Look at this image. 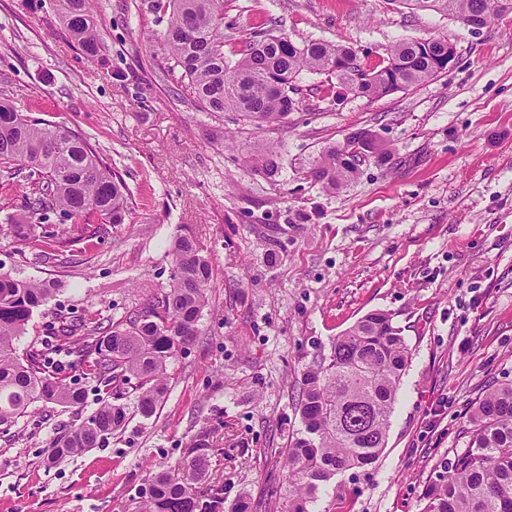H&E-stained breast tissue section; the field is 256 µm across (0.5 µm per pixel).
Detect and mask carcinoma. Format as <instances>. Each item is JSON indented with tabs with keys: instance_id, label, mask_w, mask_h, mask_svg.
Here are the masks:
<instances>
[{
	"instance_id": "cac0c4a2",
	"label": "carcinoma",
	"mask_w": 512,
	"mask_h": 512,
	"mask_svg": "<svg viewBox=\"0 0 512 512\" xmlns=\"http://www.w3.org/2000/svg\"><path fill=\"white\" fill-rule=\"evenodd\" d=\"M69 35L87 53L103 48L93 20V0H59ZM170 11L163 32L169 60L187 80L194 105L203 112H239L259 127L279 126L298 104L296 81L304 73L323 74L370 100L418 86L439 75L435 61L448 56V41L427 50L419 40L387 48L374 65L350 47L330 42H297L287 34L255 31L224 52V0H154ZM432 10L470 28H486L485 13L512 14V0H401ZM349 139L325 147L312 162L314 182L334 193L361 173ZM366 158L387 156L375 138L361 144ZM272 177L282 165L274 143L253 158ZM0 178L22 189L24 210L9 217L12 237L34 241L43 254L93 236L95 224H124L130 218V190L123 177L98 154L88 138L61 124L30 119L0 97ZM56 216L73 233L59 232ZM174 264L169 290L108 326L63 323L42 348L20 355L17 341L34 311L55 293L46 282L0 272V426H10L38 403L81 408L88 392L45 370L46 361L71 355L94 357V391L100 406L85 421L50 443L47 460L98 448L127 421L121 402L126 385L135 390L136 410L153 416L168 393L167 367L198 334L208 303V258L191 236L171 247ZM409 349L390 314L371 311L336 337L330 354L307 367L300 380L297 410L303 430L280 450L289 479V512H310L322 487L336 475L374 464L387 445L390 417ZM466 448L442 463L423 487L421 512H512V380L470 407ZM205 440L190 449L178 475L159 470L143 490L142 512H215L220 497L202 499L196 484L205 472Z\"/></svg>"
}]
</instances>
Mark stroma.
I'll list each match as a JSON object with an SVG mask.
<instances>
[{"instance_id": "stroma-1", "label": "stroma", "mask_w": 512, "mask_h": 512, "mask_svg": "<svg viewBox=\"0 0 512 512\" xmlns=\"http://www.w3.org/2000/svg\"><path fill=\"white\" fill-rule=\"evenodd\" d=\"M150 0H96L103 39L73 41L57 0H0V95L17 111L87 136L131 191L126 224H101L88 246L51 260L18 242L17 186L0 181V269L54 284L18 347L60 318L105 326L166 291L174 239L196 238L212 287L196 339L168 368L169 392L149 418L130 414L100 448L47 461L50 442L97 407L47 405L0 429V512H140L149 473H179L207 437L202 497L218 512L242 498L288 512V471L270 449L299 429L303 370L328 356L367 312L392 315L410 350L373 466L325 485L313 512H420L440 462L464 450L468 408L512 380V16L470 33L460 21L400 0H225L224 38L276 27L292 38L353 47L376 63L404 39H444L450 69L370 100L303 73L287 123L201 112L151 40L168 17ZM367 128L386 163L363 165L336 193L310 161ZM278 144L274 177L251 162Z\"/></svg>"}]
</instances>
